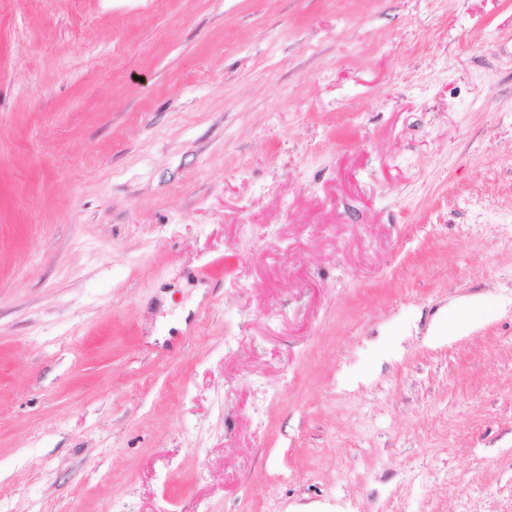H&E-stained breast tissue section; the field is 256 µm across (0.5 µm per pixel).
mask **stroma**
I'll use <instances>...</instances> for the list:
<instances>
[{
    "instance_id": "obj_1",
    "label": "stroma",
    "mask_w": 512,
    "mask_h": 512,
    "mask_svg": "<svg viewBox=\"0 0 512 512\" xmlns=\"http://www.w3.org/2000/svg\"><path fill=\"white\" fill-rule=\"evenodd\" d=\"M0 512H512V0H0ZM466 308L473 312L470 318L458 320L454 325H448L446 331L442 327H436L432 329L430 336H433L435 340L438 337L439 339H447L449 341L459 336H464L467 332L476 328L479 324L487 321L491 317V314L483 312L479 305H469Z\"/></svg>"
}]
</instances>
